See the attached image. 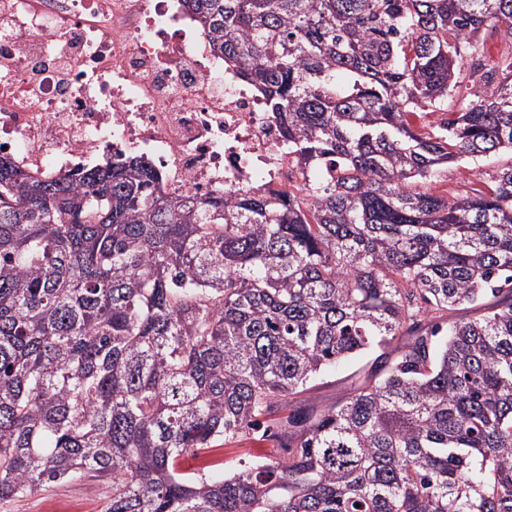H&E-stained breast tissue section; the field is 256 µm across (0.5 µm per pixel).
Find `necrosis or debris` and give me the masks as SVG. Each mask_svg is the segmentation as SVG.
<instances>
[{
	"label": "necrosis or debris",
	"mask_w": 512,
	"mask_h": 512,
	"mask_svg": "<svg viewBox=\"0 0 512 512\" xmlns=\"http://www.w3.org/2000/svg\"><path fill=\"white\" fill-rule=\"evenodd\" d=\"M0 147L36 176L134 153L173 200L306 182L178 0H0Z\"/></svg>",
	"instance_id": "necrosis-or-debris-1"
}]
</instances>
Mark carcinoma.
I'll return each mask as SVG.
<instances>
[{
	"mask_svg": "<svg viewBox=\"0 0 512 512\" xmlns=\"http://www.w3.org/2000/svg\"><path fill=\"white\" fill-rule=\"evenodd\" d=\"M180 2L308 183L172 200L136 154L0 155V503L92 474L104 512H512V165L421 189L512 153V44L484 49L512 0ZM370 352L344 402L298 400ZM272 425L284 457L181 469ZM511 153L490 154L477 162L462 161L440 168L435 182L430 186L440 193H456L471 188L487 189L493 185L497 171L511 165Z\"/></svg>",
	"mask_w": 512,
	"mask_h": 512,
	"instance_id": "obj_1",
	"label": "carcinoma"
}]
</instances>
